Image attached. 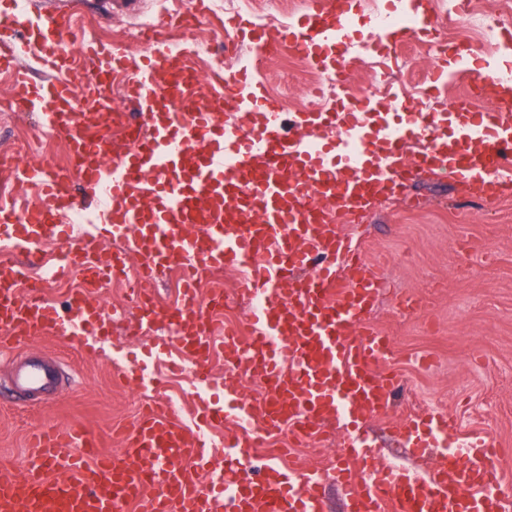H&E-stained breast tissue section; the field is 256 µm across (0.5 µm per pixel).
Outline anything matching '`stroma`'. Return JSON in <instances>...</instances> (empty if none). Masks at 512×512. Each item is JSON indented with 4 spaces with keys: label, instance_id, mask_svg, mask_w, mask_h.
Returning <instances> with one entry per match:
<instances>
[{
    "label": "stroma",
    "instance_id": "stroma-1",
    "mask_svg": "<svg viewBox=\"0 0 512 512\" xmlns=\"http://www.w3.org/2000/svg\"><path fill=\"white\" fill-rule=\"evenodd\" d=\"M147 0H81L73 9V26L65 38L78 48L91 29L108 32L102 52H111L112 37L129 27ZM359 21L351 34L349 92L375 100L387 119L400 122L396 105L411 101L410 91L423 80L432 59L424 42H397L376 52L378 71L356 56L372 31L371 20L403 11L402 0H359ZM223 17H198L189 30L171 29L175 42L197 50L212 45L223 52ZM255 79L267 93L283 83L298 91L282 106L284 116L305 109L300 90L307 84L296 61L268 57L253 64ZM11 80L0 77V153L15 154L19 137L37 140V116L24 108H8ZM353 236L364 256L377 264L382 293L371 322L394 340L388 369L402 375L403 390L386 415L365 426L378 448L380 462L412 472H426L431 459L411 455L392 436L393 424L408 414L444 410L453 414L461 434L490 436L502 454L496 464L512 493V195L490 206L466 198L455 182L419 174L409 196H394L376 205ZM106 310H117L102 332L76 344L60 336L40 339L43 355L62 363L58 393L42 403L0 398V471L24 473L29 437L38 430L80 424L95 435L102 450L117 446L116 427L132 424L142 399L160 394L182 399L181 413L201 428L196 410L201 402L223 398L224 359L216 357L209 381H199L191 362L166 347L160 332L137 331L138 312L122 288L95 289ZM410 295L424 298V310L408 314L401 303ZM428 355L429 368L417 360ZM148 364L152 379L142 387L118 382V364Z\"/></svg>",
    "mask_w": 512,
    "mask_h": 512
}]
</instances>
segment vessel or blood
<instances>
[{
	"label": "vessel or blood",
	"instance_id": "b4317fda",
	"mask_svg": "<svg viewBox=\"0 0 512 512\" xmlns=\"http://www.w3.org/2000/svg\"><path fill=\"white\" fill-rule=\"evenodd\" d=\"M405 9L417 21L414 30L381 29L374 45L436 36L429 0H406ZM355 10L356 0H307L297 25L278 34L241 27L253 58L278 41L336 76L332 110L305 111L287 122L245 65L216 74L209 95H198L197 76L181 68L170 39L154 32L126 89L140 114L133 146L113 162L106 139L112 125L91 124L87 109L110 110L122 55L100 59L80 82L17 77L16 100L37 112L41 128L65 140L73 163L23 169L26 181L40 185L43 201L23 218L1 204L0 238L31 247L61 237L60 213L80 208L73 184L110 195L115 205L101 222L112 238L130 244L149 277L164 267L186 270L176 305L156 307L143 288L136 308L145 329L164 324L201 376L210 373L214 338L195 282L217 268L245 270L236 292L253 312L246 328L226 337L225 353L259 375L266 392L246 397L229 375L223 404L200 407L203 419L232 423L225 447H262L286 425L313 437L333 420L344 431L345 451L331 479L347 512H512V495L493 464L494 444L458 436L448 413L405 417L393 427L414 455L433 456L427 476L380 464L358 436L367 421L387 412L401 378L381 369L393 340L370 323L378 269L345 230L379 200L407 194L419 170L449 173L465 195L499 200L512 187L503 176L512 167V67L472 72L467 50L448 46L429 70V83L436 88L472 72L484 105L457 95L447 134L442 118L430 113L411 114L405 126L374 119V102L348 94L341 68ZM69 26L70 14L61 9L40 34L41 53L58 71L70 68ZM226 102L251 123L224 120ZM410 138L422 143L411 158ZM103 248L100 237H83L65 272L89 283L108 276L123 260H103ZM107 321L103 305L83 289L72 292L70 315L62 317L41 289L24 287L18 264H0V346L49 334L77 341ZM61 378L56 361L28 356L16 365L8 390L17 399L40 400L54 394ZM213 446L172 405L145 410L109 454L80 427L41 430L33 435L24 476L0 477V512H324L323 479L308 468H271L258 478L228 456L220 480L202 482L197 469Z\"/></svg>",
	"mask_w": 512,
	"mask_h": 512
}]
</instances>
